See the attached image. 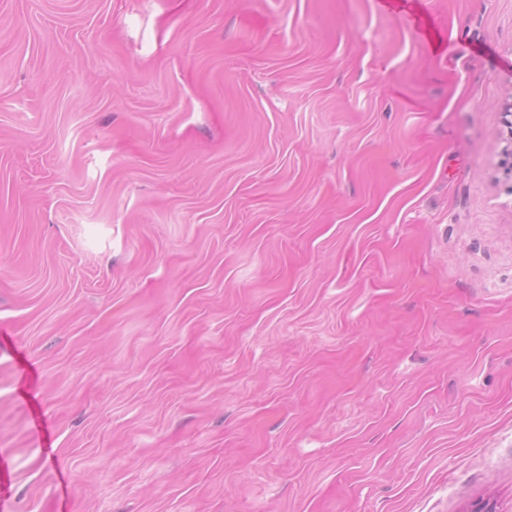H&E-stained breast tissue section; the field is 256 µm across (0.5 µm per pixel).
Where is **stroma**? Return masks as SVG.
Returning a JSON list of instances; mask_svg holds the SVG:
<instances>
[{
	"label": "stroma",
	"mask_w": 512,
	"mask_h": 512,
	"mask_svg": "<svg viewBox=\"0 0 512 512\" xmlns=\"http://www.w3.org/2000/svg\"><path fill=\"white\" fill-rule=\"evenodd\" d=\"M512 0H0V512H512Z\"/></svg>",
	"instance_id": "35a3bbf8"
}]
</instances>
